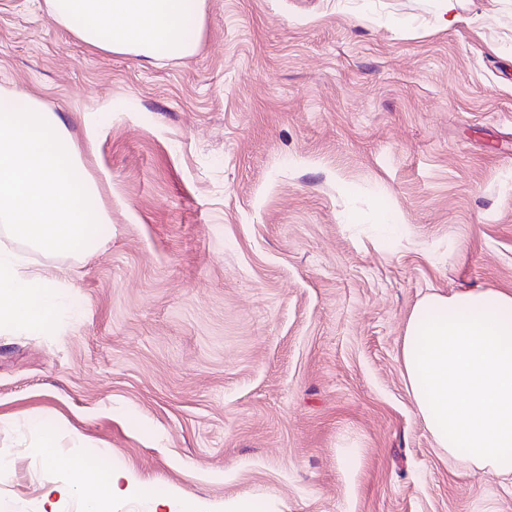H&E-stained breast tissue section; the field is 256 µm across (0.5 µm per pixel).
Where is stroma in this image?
I'll return each mask as SVG.
<instances>
[{"instance_id":"stroma-1","label":"stroma","mask_w":512,"mask_h":512,"mask_svg":"<svg viewBox=\"0 0 512 512\" xmlns=\"http://www.w3.org/2000/svg\"><path fill=\"white\" fill-rule=\"evenodd\" d=\"M0 89L58 112L111 217L64 254L0 231L64 303L0 330V512H87L112 468L144 487L112 512H512L398 369L424 294L512 291V0H207L149 64L0 0Z\"/></svg>"}]
</instances>
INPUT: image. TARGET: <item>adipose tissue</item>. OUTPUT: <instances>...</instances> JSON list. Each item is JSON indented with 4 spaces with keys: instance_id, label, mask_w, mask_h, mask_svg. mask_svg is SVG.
I'll return each instance as SVG.
<instances>
[{
    "instance_id": "obj_1",
    "label": "adipose tissue",
    "mask_w": 512,
    "mask_h": 512,
    "mask_svg": "<svg viewBox=\"0 0 512 512\" xmlns=\"http://www.w3.org/2000/svg\"><path fill=\"white\" fill-rule=\"evenodd\" d=\"M50 19L86 46L133 54L195 53L206 0H45ZM54 285L0 251V323L44 325L58 308ZM399 369L438 455L512 480V293L497 289L424 295L407 320ZM123 470L86 475L89 512L126 495Z\"/></svg>"
}]
</instances>
